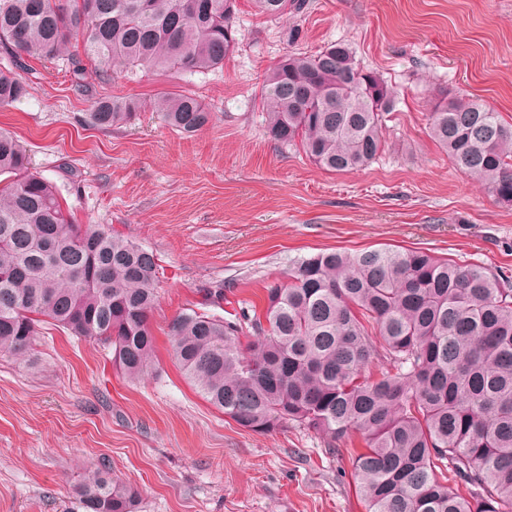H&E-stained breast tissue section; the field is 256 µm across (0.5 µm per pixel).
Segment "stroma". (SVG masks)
I'll use <instances>...</instances> for the list:
<instances>
[{
  "label": "stroma",
  "mask_w": 512,
  "mask_h": 512,
  "mask_svg": "<svg viewBox=\"0 0 512 512\" xmlns=\"http://www.w3.org/2000/svg\"><path fill=\"white\" fill-rule=\"evenodd\" d=\"M239 47L221 69L138 82L74 78L34 63L28 95L0 107L34 167L78 224H102L156 253V359L143 379L117 373L108 349L41 324L32 361L0 357V512H82L76 490L108 468L140 493L137 512H365L347 452L314 430L239 427L207 403L171 355L169 326L228 286L225 311L264 303L294 262L324 250L421 248L512 277V207L453 168L429 135L440 94H467L512 122V0H312L299 50L344 42L378 73L396 107L386 147L342 174L270 141L260 91L288 49V18L238 0ZM190 94L212 122L192 136L153 109ZM100 97L141 112L102 130Z\"/></svg>",
  "instance_id": "obj_1"
}]
</instances>
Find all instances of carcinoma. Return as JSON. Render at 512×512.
I'll use <instances>...</instances> for the list:
<instances>
[{"mask_svg": "<svg viewBox=\"0 0 512 512\" xmlns=\"http://www.w3.org/2000/svg\"><path fill=\"white\" fill-rule=\"evenodd\" d=\"M298 18L310 0H255ZM237 0H0V106L28 94L29 62L126 71L204 73L238 47ZM82 51L68 50L72 40ZM268 137L329 172L368 166L384 151L394 106L385 81L352 48L290 51L261 90ZM131 99L95 101L92 122L124 125ZM171 129L201 131L196 98L154 101ZM430 136L463 173L512 204V124L475 99L442 95ZM157 257L101 224H75L22 143L0 130V355L30 357L37 326L112 349L131 381L154 363L149 318ZM172 357L201 396L239 427L289 424L351 453L365 512H512V279L423 250L320 252L267 289L262 308L232 318L194 309L170 325ZM247 342H242V339ZM381 362L376 374L370 365ZM467 494H462L460 488ZM84 512H136L134 488L103 468L78 487Z\"/></svg>", "mask_w": 512, "mask_h": 512, "instance_id": "cac0c4a2", "label": "carcinoma"}]
</instances>
